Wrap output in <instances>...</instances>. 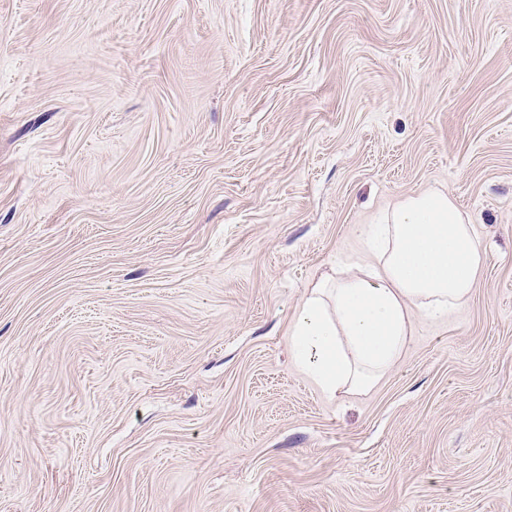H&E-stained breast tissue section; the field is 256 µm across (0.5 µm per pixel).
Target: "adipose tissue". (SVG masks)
Segmentation results:
<instances>
[{
  "mask_svg": "<svg viewBox=\"0 0 512 512\" xmlns=\"http://www.w3.org/2000/svg\"><path fill=\"white\" fill-rule=\"evenodd\" d=\"M364 234L368 260L321 276L290 329L295 362L332 395L374 386L400 359L413 313L461 307L484 262L468 215L441 190L404 196Z\"/></svg>",
  "mask_w": 512,
  "mask_h": 512,
  "instance_id": "1",
  "label": "adipose tissue"
}]
</instances>
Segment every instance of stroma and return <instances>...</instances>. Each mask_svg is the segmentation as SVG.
<instances>
[{"instance_id": "35a3bbf8", "label": "stroma", "mask_w": 512, "mask_h": 512, "mask_svg": "<svg viewBox=\"0 0 512 512\" xmlns=\"http://www.w3.org/2000/svg\"><path fill=\"white\" fill-rule=\"evenodd\" d=\"M428 189L477 286L328 396L299 304ZM0 512H512V0H0Z\"/></svg>"}]
</instances>
